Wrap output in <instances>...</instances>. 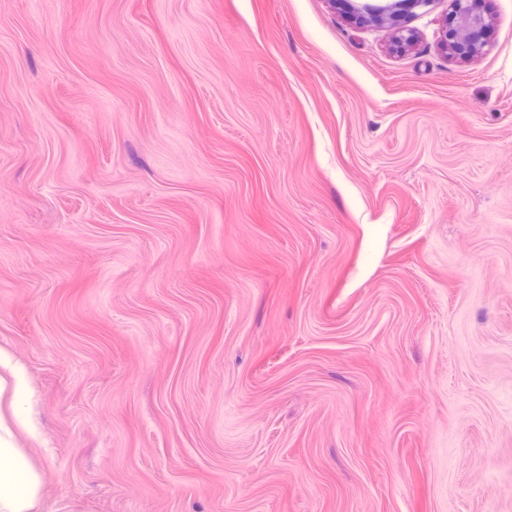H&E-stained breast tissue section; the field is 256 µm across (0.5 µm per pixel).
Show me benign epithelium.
<instances>
[{
    "label": "benign epithelium",
    "instance_id": "benign-epithelium-1",
    "mask_svg": "<svg viewBox=\"0 0 512 512\" xmlns=\"http://www.w3.org/2000/svg\"><path fill=\"white\" fill-rule=\"evenodd\" d=\"M433 0H395L384 7L363 6L355 20L384 22L396 16L401 9L426 7ZM450 15L455 22L442 31V45L454 56L474 58L489 45L490 19L482 7V0H450Z\"/></svg>",
    "mask_w": 512,
    "mask_h": 512
}]
</instances>
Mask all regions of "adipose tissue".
I'll use <instances>...</instances> for the list:
<instances>
[{
	"mask_svg": "<svg viewBox=\"0 0 512 512\" xmlns=\"http://www.w3.org/2000/svg\"><path fill=\"white\" fill-rule=\"evenodd\" d=\"M41 486L25 449L0 443V512H38Z\"/></svg>",
	"mask_w": 512,
	"mask_h": 512,
	"instance_id": "obj_1",
	"label": "adipose tissue"
}]
</instances>
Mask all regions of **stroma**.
Returning a JSON list of instances; mask_svg holds the SVG:
<instances>
[{
    "label": "stroma",
    "instance_id": "35a3bbf8",
    "mask_svg": "<svg viewBox=\"0 0 512 512\" xmlns=\"http://www.w3.org/2000/svg\"><path fill=\"white\" fill-rule=\"evenodd\" d=\"M483 7L464 61L449 0H0L40 512H512V0ZM432 0H397L384 7H374L370 4L363 6V12L358 11L356 17H351L360 23L365 22H384L396 16L398 10L413 9L428 6ZM450 13L456 22L442 31V45L454 56L474 58L489 45L490 19L482 0H450Z\"/></svg>",
    "mask_w": 512,
    "mask_h": 512
}]
</instances>
